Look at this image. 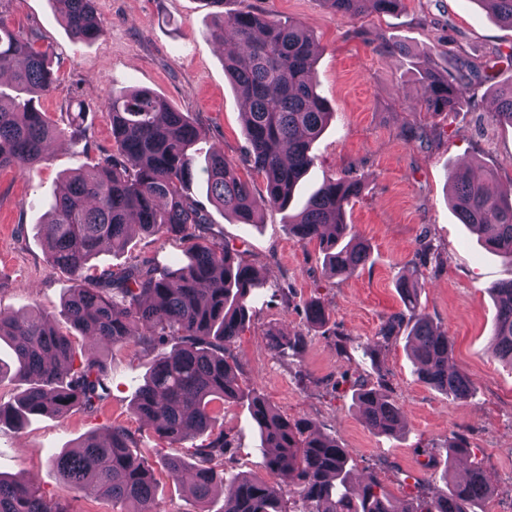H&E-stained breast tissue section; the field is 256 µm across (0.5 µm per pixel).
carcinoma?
Here are the masks:
<instances>
[{
    "label": "carcinoma",
    "instance_id": "carcinoma-1",
    "mask_svg": "<svg viewBox=\"0 0 512 512\" xmlns=\"http://www.w3.org/2000/svg\"><path fill=\"white\" fill-rule=\"evenodd\" d=\"M65 27L76 42L88 43L103 32L93 0H55ZM217 22L210 36L224 40L232 31L235 45L224 54V72L246 103L245 138L249 165L265 180V194L253 197L237 167L215 146L202 173L208 198L241 224L257 223L258 211L270 206L285 212L288 234L315 242L325 271L342 275L363 266L370 245L346 221L348 205L364 188L362 179L345 174L323 183L297 211L295 189L313 164L312 144L332 116L313 81V41L304 24L289 18L248 11L224 12V0H205ZM402 0H324L332 15L354 19L368 13L389 14ZM492 16L512 29V0H479ZM12 79L13 94L0 91V168L26 174L44 158L47 145L69 134L84 135L86 109L69 113L68 129L35 106V99L57 83L47 52L32 32L13 27L0 13V75ZM487 79L486 67L466 58L454 70L421 68L426 111H457L463 95ZM500 123L512 125V83L496 88ZM112 153L93 169L68 177L40 234L52 267L67 273L73 285L60 309L70 326L106 348L135 342L156 353L150 372L133 403L137 416L162 438L180 444L207 435L193 446L190 463L180 456L162 461L168 475L187 479L195 500L205 505L219 488L223 512H287L282 492L258 475L231 479L214 467L229 443L214 431L215 403L243 398L226 351L250 322V301L260 274L235 248L206 237L210 220L186 193L197 174L195 142L201 129L187 112L173 109L145 88L112 92ZM449 201L459 221L483 236L484 246L512 262V192H491L464 165L450 176ZM147 235L174 236L187 244L188 261L158 271L146 259L114 271H94L92 260L104 247L123 250L133 229ZM418 262L397 282L403 311L380 327L378 347L404 327L409 329L410 356L417 379L456 400L472 392L470 379L448 371L451 342L422 310L417 288L422 269L440 263L429 243L417 251ZM496 308L495 355L512 366V279L489 288ZM307 323L325 328L330 313L318 299L303 306ZM0 341L16 356L14 375L27 382L15 404L0 405V424L21 428L28 417H54L74 408L96 412L109 396L104 361L94 353L72 366V342L53 322L32 311L14 319L0 316ZM373 385L353 382L355 404L377 434L393 435L402 411ZM252 420L268 470L292 488L301 512H477L494 487L480 460L459 475L448 467L445 486L393 504L377 476L352 480L350 451L314 431L306 419L291 420L257 393L248 396ZM129 432L118 425L105 438L89 434L75 448L52 457L63 483L71 490L112 502L117 512H162L152 472L133 450ZM0 512H74L67 500L48 499L37 479L0 477Z\"/></svg>",
    "mask_w": 512,
    "mask_h": 512
}]
</instances>
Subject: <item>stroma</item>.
<instances>
[{
    "instance_id": "stroma-1",
    "label": "stroma",
    "mask_w": 512,
    "mask_h": 512,
    "mask_svg": "<svg viewBox=\"0 0 512 512\" xmlns=\"http://www.w3.org/2000/svg\"><path fill=\"white\" fill-rule=\"evenodd\" d=\"M94 8L105 23L103 36L76 43L54 0H0L8 20L37 33L40 45L52 52L58 82L38 97L37 107L62 126L70 106L83 105L87 126L85 139H58L30 173L0 168V312L22 315L35 308L55 318L80 355L94 345L58 317L71 282L48 264L39 226L65 176L91 170L112 151L106 103L113 90L147 88L189 113L203 130L197 159L220 146L253 194L265 192L263 176L246 162L243 106L224 73V50L209 35L214 18L203 0H94ZM224 9L293 18L307 28L316 46L317 91L333 117L312 146L314 164L297 197L306 200L323 182L347 173L362 178L363 193L348 206L347 221L371 246L365 266L330 277L317 246L288 235L284 212L265 208L257 224H240L209 203L202 180L190 183L188 192L205 203L213 233L243 251L262 280L251 321L228 350L239 386L260 394L280 414L310 420L335 437L350 451L354 476L376 475L397 502L418 495L415 480L442 484L447 444L464 437L495 484L484 512H507L512 368L493 354L496 308L488 289L512 278V263L460 224L448 190L452 171L462 164L492 190L512 188V127L492 117L494 88L512 81V30L495 22L479 0H403L395 13L352 20L333 17L323 0H225ZM392 42L406 44L407 53L386 52ZM459 55L488 63V78L474 104L431 116L422 106L418 71L427 61L451 69ZM410 125L426 128L427 140L406 141L401 132ZM424 240L437 248L442 263L424 269L420 303L452 342L450 367L473 382L464 401L418 381L405 335L369 350L382 323L401 311L396 283ZM184 249L181 241L137 231L124 251L101 252L94 264L117 268L147 259L163 270L183 263ZM313 297L330 310L328 333L284 308L285 301L300 304ZM274 331L303 335L307 345L276 352L270 344ZM340 334L351 339L343 357L336 353ZM101 355L109 387L102 408L56 419L36 416L20 430L0 424V475L35 476L47 496L68 500L74 512H112L111 503L69 490L51 458L114 424L131 433L153 469L164 512H198V503L161 466L163 457L182 455V448L159 438L132 409L152 355L132 345ZM346 368L372 383L385 378L402 411L400 432L385 436L369 428L350 384L339 381ZM216 416V429L231 443L224 470L268 476L246 400L217 408Z\"/></svg>"
}]
</instances>
